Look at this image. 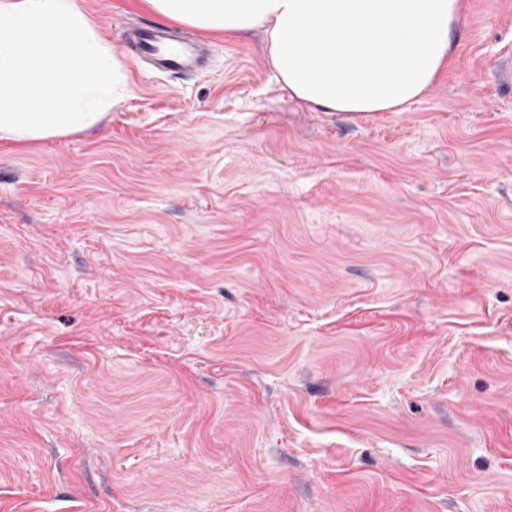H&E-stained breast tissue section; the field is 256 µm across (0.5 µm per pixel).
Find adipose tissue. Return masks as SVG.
Segmentation results:
<instances>
[{"mask_svg":"<svg viewBox=\"0 0 512 512\" xmlns=\"http://www.w3.org/2000/svg\"><path fill=\"white\" fill-rule=\"evenodd\" d=\"M178 24L238 38L265 34L268 66L321 112H399L447 66L465 25L460 0H141ZM124 77L77 0H0V140L31 144L85 131Z\"/></svg>","mask_w":512,"mask_h":512,"instance_id":"1","label":"adipose tissue"}]
</instances>
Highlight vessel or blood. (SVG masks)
<instances>
[{"instance_id":"b4317fda","label":"vessel or blood","mask_w":512,"mask_h":512,"mask_svg":"<svg viewBox=\"0 0 512 512\" xmlns=\"http://www.w3.org/2000/svg\"><path fill=\"white\" fill-rule=\"evenodd\" d=\"M125 40L134 49L136 67H150L165 74H193L202 66V43L174 39L162 25L137 24L130 27Z\"/></svg>"}]
</instances>
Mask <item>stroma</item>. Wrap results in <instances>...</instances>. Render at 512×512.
Returning a JSON list of instances; mask_svg holds the SVG:
<instances>
[{"mask_svg": "<svg viewBox=\"0 0 512 512\" xmlns=\"http://www.w3.org/2000/svg\"><path fill=\"white\" fill-rule=\"evenodd\" d=\"M0 141V512H512V0L434 86L319 112L265 36Z\"/></svg>", "mask_w": 512, "mask_h": 512, "instance_id": "1", "label": "stroma"}]
</instances>
